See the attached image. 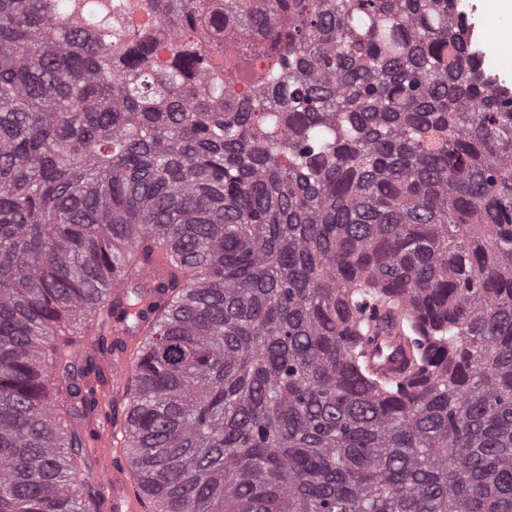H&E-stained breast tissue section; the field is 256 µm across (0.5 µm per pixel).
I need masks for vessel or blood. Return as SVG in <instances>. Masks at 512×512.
Here are the masks:
<instances>
[{"instance_id": "1", "label": "vessel or blood", "mask_w": 512, "mask_h": 512, "mask_svg": "<svg viewBox=\"0 0 512 512\" xmlns=\"http://www.w3.org/2000/svg\"><path fill=\"white\" fill-rule=\"evenodd\" d=\"M106 384L96 390L97 407L91 419L94 437L87 450L93 462L101 512H143V503L134 492L123 457L124 442L112 426V401L130 374L126 355L120 354L104 364Z\"/></svg>"}]
</instances>
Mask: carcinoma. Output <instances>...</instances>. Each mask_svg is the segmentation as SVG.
<instances>
[{
  "label": "carcinoma",
  "mask_w": 512,
  "mask_h": 512,
  "mask_svg": "<svg viewBox=\"0 0 512 512\" xmlns=\"http://www.w3.org/2000/svg\"><path fill=\"white\" fill-rule=\"evenodd\" d=\"M102 309L147 512H512V89L455 0H0V512H100Z\"/></svg>",
  "instance_id": "cac0c4a2"
}]
</instances>
